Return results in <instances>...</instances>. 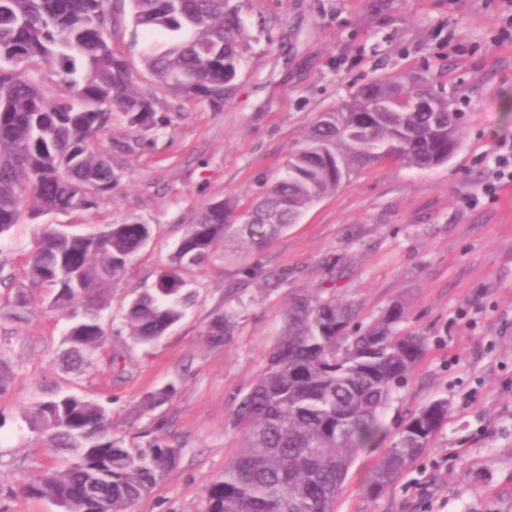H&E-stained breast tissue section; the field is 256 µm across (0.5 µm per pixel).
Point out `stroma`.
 Segmentation results:
<instances>
[{
    "mask_svg": "<svg viewBox=\"0 0 512 512\" xmlns=\"http://www.w3.org/2000/svg\"><path fill=\"white\" fill-rule=\"evenodd\" d=\"M232 2L247 37L223 104L159 90L158 128L135 133L113 117L111 198L23 218L0 238L9 271L28 258L40 222L83 232L128 220L151 225L103 313L105 328L117 333L131 299L153 285L200 210L227 199L247 212L321 113L360 86L413 74L453 104L468 102L461 144L429 168H363L265 248L229 247L194 268L184 317L154 344L126 343L123 363L112 364L107 347L89 373L64 370L57 353L67 323L43 304L24 321L0 319L15 370L0 395V512H56L21 491L63 462L22 417L50 387L107 404L114 436L156 429L180 448L178 465L133 512H205L206 487L238 450L235 398L263 372L291 304L316 295L354 302L364 325L402 301L398 332L424 337L423 355L385 410L389 428L433 400L450 407L430 450L381 495L365 489L381 451L362 449L335 512H512V186L474 207L460 202L478 187L492 136L512 137V42L494 41L499 0ZM111 5L112 47L130 60L139 84L150 85L130 0ZM219 312L233 313L234 324L213 344L208 332ZM168 383L177 388L173 400L141 411L143 394Z\"/></svg>",
    "mask_w": 512,
    "mask_h": 512,
    "instance_id": "stroma-1",
    "label": "stroma"
}]
</instances>
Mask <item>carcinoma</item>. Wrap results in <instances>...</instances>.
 <instances>
[{
  "instance_id": "1",
  "label": "carcinoma",
  "mask_w": 512,
  "mask_h": 512,
  "mask_svg": "<svg viewBox=\"0 0 512 512\" xmlns=\"http://www.w3.org/2000/svg\"><path fill=\"white\" fill-rule=\"evenodd\" d=\"M109 0H0V237L22 213L39 217L85 210L112 195V154L101 144L122 114L136 131L159 126L153 91L142 88L124 55L112 49ZM141 30V61L155 87L219 106L240 64L245 28L229 0H130ZM191 86H186V83ZM429 103L426 112H376L394 94ZM429 84L394 75L361 87L342 107L323 113L281 177L250 213L253 222H231V201L208 205L189 225L154 286L134 297L124 314L128 338L149 345L161 339L192 303L183 273L233 245L264 247L300 219L305 209L355 171L379 162L428 168L458 148L460 114ZM151 237L137 221L110 224L104 240L37 227L21 275L5 272L11 289L9 317L26 318L32 296L44 292L47 309L68 325L61 365L84 374L95 365L107 331L102 312L112 286ZM349 301L299 299L283 320V334L267 366L237 401L234 423L240 448L224 476L206 489V512H333L358 451L388 443L366 481L379 495L425 453L448 422L450 408L436 399L390 433L383 414L391 396L422 356L425 339L401 335V302L354 333ZM232 316L210 325L212 341L230 336ZM14 378L0 344V395ZM175 388H158L142 409L169 402ZM50 449L66 455L23 485L32 498L54 497L74 512H129L178 462L180 449L161 437L127 446L112 436L111 409L77 393L47 391L23 415Z\"/></svg>"
}]
</instances>
